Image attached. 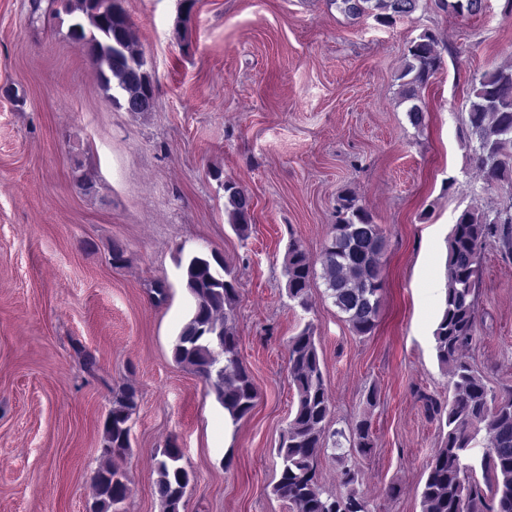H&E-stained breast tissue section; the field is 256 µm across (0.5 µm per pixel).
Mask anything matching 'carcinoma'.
Returning <instances> with one entry per match:
<instances>
[{
  "label": "carcinoma",
  "mask_w": 512,
  "mask_h": 512,
  "mask_svg": "<svg viewBox=\"0 0 512 512\" xmlns=\"http://www.w3.org/2000/svg\"><path fill=\"white\" fill-rule=\"evenodd\" d=\"M71 16L67 37L92 62L100 86L112 100L122 99L130 112H151L154 85L141 59L131 64L129 52L136 42L133 24L121 4L105 7V0H60ZM344 15L372 16L390 24L407 18L421 0H330ZM441 11L462 16L482 13L485 0H434ZM442 64L438 39L424 31L409 42L406 63L399 75L401 101L409 103L406 115L415 128L425 125L422 91ZM468 128L477 168L488 179L512 175V65L500 66L472 79ZM74 183L85 195L97 191L94 179L73 170ZM230 227L245 239L250 234L252 197L235 181L224 182ZM498 249L503 262H512V194L497 207L468 208L457 218L448 236V280L445 305L434 330L440 364L450 376L453 395L448 404L436 401L428 409L438 420L443 445L427 463L421 490L422 512H512V387L489 390L483 376L467 359L476 342L479 270L489 246ZM387 240L380 225L354 192L336 198V224L332 225L320 255L321 278L329 297L345 315L352 332L371 334L377 326L383 289ZM185 288L193 308L180 328L174 346L176 362L203 379L224 407L232 424L248 416L258 398L257 387L239 353V337L229 325V313L238 299V281L219 253H195L178 258ZM283 275L288 298L308 308L316 270L297 241L288 245ZM288 374L297 405L277 448L281 476L274 493L296 506L298 512H371L369 501L355 488L356 464H343L340 484L345 492L323 495L317 478L319 456L341 447V431H330L331 397L325 383L314 327L306 324L288 343ZM139 404L138 391L122 386L113 391L112 406L104 422L102 463L92 481L96 491L93 512H118L127 497L125 473L113 459L126 455L129 422ZM488 436L483 478L490 493L463 464L464 453L480 432ZM350 454L366 456L375 447L368 417L350 424ZM155 493L162 512H181L194 476L181 465L182 449L170 445L160 450Z\"/></svg>",
  "instance_id": "obj_1"
}]
</instances>
